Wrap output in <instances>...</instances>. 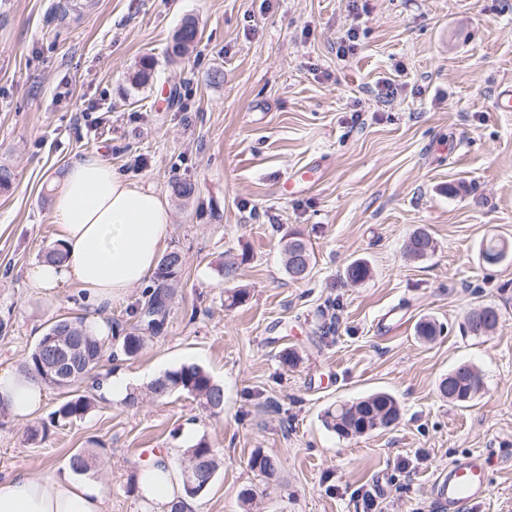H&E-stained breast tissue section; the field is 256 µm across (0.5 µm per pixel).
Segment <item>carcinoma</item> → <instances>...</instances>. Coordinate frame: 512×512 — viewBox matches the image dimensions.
<instances>
[{
	"mask_svg": "<svg viewBox=\"0 0 512 512\" xmlns=\"http://www.w3.org/2000/svg\"><path fill=\"white\" fill-rule=\"evenodd\" d=\"M90 0H57L54 4L53 20L62 25L71 15L82 7L88 6ZM196 42V27L187 18L183 21L174 36L171 57L182 58L189 54V49ZM304 253L306 261L302 268H297L288 256L295 251ZM435 250L434 239L423 228L415 230L405 243V254L413 259H422ZM285 269L295 281L308 278L313 253L307 242L300 236H292L284 245ZM184 265V256L181 251L172 249L160 258L155 272L158 285L145 292L146 299L138 304L134 312L137 321L134 331L121 338V353L129 358L137 356L147 339L160 333L164 325L168 305L174 295L173 285L178 282ZM370 275L368 264L363 260H354L347 265L345 276L353 283H358ZM499 322V313L493 307L483 308V318L472 323L467 318V331L475 336L484 335L479 327L485 331H492ZM48 336H82L87 346L83 360L78 369L79 377L73 382L54 379L46 375V353L43 344ZM103 358V343L93 335L82 318H59L49 324L46 332L40 337L32 351L25 357L20 371L40 380L44 385L63 391L64 400L53 412L51 422H72L83 418L95 407L98 397L92 392H85L78 387L91 371L98 368ZM439 393L446 398L456 396L452 403L464 405L478 397L485 389L484 379L480 371L470 364H460L448 372V376L440 381ZM148 393L155 399L162 400L172 395H185L199 404L200 407L213 414L221 412L224 406V389L218 384L208 371L197 364H184L169 370L154 379L147 386ZM401 417L398 401L388 393L377 392L370 394L352 403L338 404L324 412V424L327 428L342 437L360 436L365 433L387 428ZM186 463L199 465L200 479L195 487H184L185 498L175 503L171 512H186V499H192L205 493L213 484L216 471L219 467L218 459L209 441L202 437L193 443L184 452ZM70 468L73 472L84 474L96 466L105 467V460L98 458L89 462L81 453L70 457ZM280 462L279 459L261 450L254 451L247 460V467L265 483L275 480Z\"/></svg>",
	"mask_w": 512,
	"mask_h": 512,
	"instance_id": "carcinoma-1",
	"label": "carcinoma"
}]
</instances>
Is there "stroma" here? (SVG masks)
<instances>
[{"instance_id": "stroma-1", "label": "stroma", "mask_w": 512, "mask_h": 512, "mask_svg": "<svg viewBox=\"0 0 512 512\" xmlns=\"http://www.w3.org/2000/svg\"><path fill=\"white\" fill-rule=\"evenodd\" d=\"M53 3L0 0V163L14 172L0 191V373L53 320L99 318L113 335L98 373L127 375L136 401L53 426L62 396L47 389L31 422L46 425L42 440L0 417V480L101 455L107 467L89 476L107 484L111 512H137L129 483L147 450L203 437L220 467L193 512H357L369 490L384 512H428L437 474L481 452L489 493L464 512H512V256H479L487 237L512 240V112L492 107L512 87V0H95L61 29ZM189 17L200 39L170 62ZM387 83L395 95L378 97ZM87 155L167 198L166 247L185 257L163 330L130 360L118 338L143 289L94 308L73 285L46 301L26 276L55 243L53 181ZM291 177L297 193L281 194ZM176 179L195 184L193 199L172 197ZM420 227L436 249L411 260ZM293 233L314 253L298 283L284 269ZM356 259L371 275L353 284ZM236 289L249 298L228 307ZM484 306L499 323L472 336L466 317ZM390 309L403 324L386 333L376 321ZM423 319L441 325L434 340L417 337ZM189 363L223 386L220 414L148 395ZM461 363L485 381L465 408L438 392ZM377 391L399 400L398 425L352 439L324 425L328 407ZM258 448L281 461L268 485L246 466Z\"/></svg>"}]
</instances>
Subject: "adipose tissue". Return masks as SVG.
<instances>
[{
	"mask_svg": "<svg viewBox=\"0 0 512 512\" xmlns=\"http://www.w3.org/2000/svg\"><path fill=\"white\" fill-rule=\"evenodd\" d=\"M51 221L62 263L43 261L28 273L40 295L53 298L58 287L77 285L92 305L100 306L142 287L157 268L171 229L166 202L154 188L116 175L98 155L74 161L57 184ZM0 396L19 423L33 417L44 403L42 384L22 372L0 373ZM165 454L142 464H166L157 482L140 485L145 512H170L181 496L179 470ZM108 488L80 480L69 471L51 468L0 482V512H108Z\"/></svg>",
	"mask_w": 512,
	"mask_h": 512,
	"instance_id": "adipose-tissue-1",
	"label": "adipose tissue"
}]
</instances>
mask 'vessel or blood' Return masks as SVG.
<instances>
[{"mask_svg": "<svg viewBox=\"0 0 512 512\" xmlns=\"http://www.w3.org/2000/svg\"><path fill=\"white\" fill-rule=\"evenodd\" d=\"M488 488V460L483 454L450 462L435 481L430 512H460L463 505L483 500Z\"/></svg>", "mask_w": 512, "mask_h": 512, "instance_id": "b4317fda", "label": "vessel or blood"}]
</instances>
